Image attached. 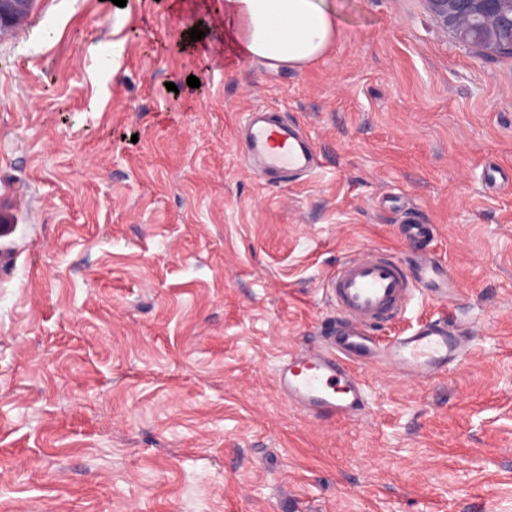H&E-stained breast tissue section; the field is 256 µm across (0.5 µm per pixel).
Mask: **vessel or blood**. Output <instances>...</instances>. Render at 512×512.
I'll return each mask as SVG.
<instances>
[{"instance_id": "1", "label": "vessel or blood", "mask_w": 512, "mask_h": 512, "mask_svg": "<svg viewBox=\"0 0 512 512\" xmlns=\"http://www.w3.org/2000/svg\"><path fill=\"white\" fill-rule=\"evenodd\" d=\"M237 138L246 164L264 180L291 183L318 166L306 132L284 113H248ZM401 224L414 246L408 259L381 249L343 258L327 283L334 321L277 366L280 395L310 419L333 425L367 413L370 393L360 367L376 363L404 379H428L455 368L472 350L471 325L453 317L422 320L386 340L379 336L380 327L404 315L416 299L448 295V268L425 248L435 235L433 225L422 223L413 208Z\"/></svg>"}]
</instances>
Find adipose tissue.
Returning a JSON list of instances; mask_svg holds the SVG:
<instances>
[{
    "instance_id": "adipose-tissue-1",
    "label": "adipose tissue",
    "mask_w": 512,
    "mask_h": 512,
    "mask_svg": "<svg viewBox=\"0 0 512 512\" xmlns=\"http://www.w3.org/2000/svg\"><path fill=\"white\" fill-rule=\"evenodd\" d=\"M219 26L228 54L305 65L335 41L332 0H224Z\"/></svg>"
}]
</instances>
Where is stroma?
I'll use <instances>...</instances> for the list:
<instances>
[{
  "mask_svg": "<svg viewBox=\"0 0 512 512\" xmlns=\"http://www.w3.org/2000/svg\"><path fill=\"white\" fill-rule=\"evenodd\" d=\"M335 3L301 67L206 62L187 37L221 0H34L0 32V512H512V191L486 178L512 172V55L425 0ZM260 107L305 125L311 176L243 162ZM410 207L473 351L416 383L362 368L369 413L315 422L275 368Z\"/></svg>",
  "mask_w": 512,
  "mask_h": 512,
  "instance_id": "obj_1",
  "label": "stroma"
}]
</instances>
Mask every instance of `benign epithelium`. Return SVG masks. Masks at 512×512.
<instances>
[{"mask_svg":"<svg viewBox=\"0 0 512 512\" xmlns=\"http://www.w3.org/2000/svg\"><path fill=\"white\" fill-rule=\"evenodd\" d=\"M441 26L464 43L477 41L493 55L512 49V0H425Z\"/></svg>","mask_w":512,"mask_h":512,"instance_id":"1","label":"benign epithelium"}]
</instances>
